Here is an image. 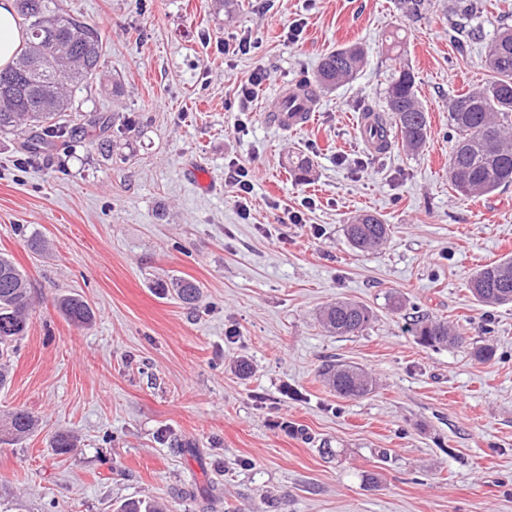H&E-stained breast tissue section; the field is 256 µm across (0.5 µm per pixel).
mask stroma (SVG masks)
<instances>
[{
    "label": "stroma",
    "mask_w": 512,
    "mask_h": 512,
    "mask_svg": "<svg viewBox=\"0 0 512 512\" xmlns=\"http://www.w3.org/2000/svg\"><path fill=\"white\" fill-rule=\"evenodd\" d=\"M450 3L412 21L395 0H272L266 12L237 0L229 17L214 0H64L105 51L96 79L71 92V134L37 164L21 165L20 138L0 134V253L34 300L0 387V430L16 410L37 421L0 443V512H121L130 500L169 512H512V305L479 304L468 287L512 256V186L473 198L448 178V100L486 80L501 12L491 2L453 39ZM395 30L431 136L417 153L379 155L360 117L384 108ZM244 34L255 50L225 54ZM351 43L367 64L320 94L308 129L266 123L284 84ZM259 66L268 78L240 116L237 87ZM97 117L107 132L87 131ZM298 153L313 161L309 180L289 170ZM235 163L252 175L246 217L225 181ZM306 197L303 223H281ZM362 211L390 228L368 252L344 233ZM34 235L42 252L27 246ZM174 278L200 284L196 306ZM69 293L91 304V326L59 312ZM339 300L373 320L328 333L319 312ZM415 309L467 346L419 345L406 330ZM478 347L492 356L475 359ZM330 361L364 368L374 392L338 397L320 375ZM58 434L70 451H56Z\"/></svg>",
    "instance_id": "stroma-1"
}]
</instances>
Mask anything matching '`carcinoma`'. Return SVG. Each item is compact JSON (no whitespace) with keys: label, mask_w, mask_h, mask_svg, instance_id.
I'll return each instance as SVG.
<instances>
[{"label":"carcinoma","mask_w":512,"mask_h":512,"mask_svg":"<svg viewBox=\"0 0 512 512\" xmlns=\"http://www.w3.org/2000/svg\"><path fill=\"white\" fill-rule=\"evenodd\" d=\"M63 2L16 0L27 42L14 64L0 69V132H33L27 140L28 153L33 158L66 131L56 117L68 110L67 89L88 82L103 55L99 31L66 13ZM40 54L43 60L33 63ZM484 60L486 81L448 101V123L455 137V148L448 158V176L455 190L466 196L487 195L512 185V25L500 27L485 49ZM365 63L363 47L338 48L321 59L313 78L303 85L313 94L334 90L354 81ZM385 101V111L391 119L383 117L370 126L371 136L380 140L383 147L391 148V120L401 134L402 149L414 153L425 147L430 125L408 65L393 69ZM388 232V225L371 212L354 216L345 227L348 241L359 251L378 247ZM170 288L186 304L195 303L200 295V286L191 280L175 278ZM469 290L478 302L488 306L512 303V257L478 269L470 278ZM56 306L77 328L94 321V310L77 294L59 297ZM31 307L24 273L12 259L0 255V387L8 381V362L26 333ZM372 319L369 307L352 301H338L320 314L322 326L336 335L354 334ZM408 331L428 347L465 342L463 334L448 322L427 314L413 317ZM323 375L343 398L363 397L374 387L373 378L353 365L330 364ZM34 426L30 413L17 410L10 415L8 434L18 440Z\"/></svg>","instance_id":"obj_1"}]
</instances>
